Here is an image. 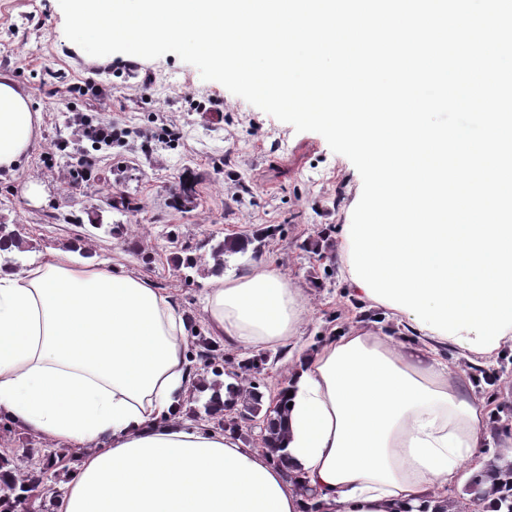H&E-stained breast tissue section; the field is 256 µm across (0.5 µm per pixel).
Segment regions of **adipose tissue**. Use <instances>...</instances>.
<instances>
[{"instance_id": "obj_1", "label": "adipose tissue", "mask_w": 512, "mask_h": 512, "mask_svg": "<svg viewBox=\"0 0 512 512\" xmlns=\"http://www.w3.org/2000/svg\"><path fill=\"white\" fill-rule=\"evenodd\" d=\"M41 115L0 74V178L15 176ZM387 321L354 325L298 352L283 392L287 465L238 433L183 416L196 383L186 319L141 275L73 249L18 269L0 265V418L85 449L60 512H446L472 478L496 512L500 474L481 456L494 410L472 378L438 353L449 338L368 299ZM205 312L224 344L260 350L297 342L309 317L302 289L275 264L213 277Z\"/></svg>"}]
</instances>
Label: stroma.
Segmentation results:
<instances>
[{
    "instance_id": "obj_1",
    "label": "stroma",
    "mask_w": 512,
    "mask_h": 512,
    "mask_svg": "<svg viewBox=\"0 0 512 512\" xmlns=\"http://www.w3.org/2000/svg\"><path fill=\"white\" fill-rule=\"evenodd\" d=\"M0 73L18 82L42 117L20 173L0 179V224L22 233L18 264L81 246L105 267L147 277L208 337L211 262L186 269L175 253L274 225L281 234L260 253L228 257L225 273L245 275L260 258L279 266L308 300L302 342L311 349L335 328L375 320L333 274L336 228L350 223L362 180L320 134L296 132L203 80L175 53L86 54L66 38L58 0H0ZM81 118L112 121L121 135L95 149L77 135ZM85 156L95 163L88 179L76 173ZM186 173L198 200L183 210L172 195ZM115 195L136 199L139 210H113L107 201ZM56 453L55 476L35 497L46 512H58L56 493L85 451L60 445Z\"/></svg>"
}]
</instances>
